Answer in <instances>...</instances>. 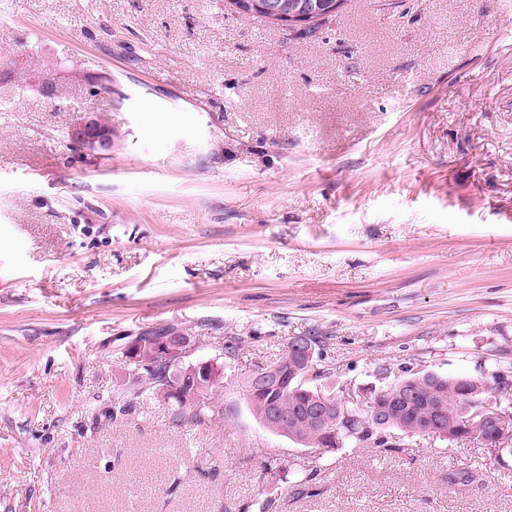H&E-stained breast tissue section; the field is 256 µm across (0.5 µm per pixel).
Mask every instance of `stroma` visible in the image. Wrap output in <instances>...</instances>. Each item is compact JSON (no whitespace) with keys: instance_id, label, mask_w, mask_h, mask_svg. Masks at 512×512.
I'll return each instance as SVG.
<instances>
[{"instance_id":"35a3bbf8","label":"stroma","mask_w":512,"mask_h":512,"mask_svg":"<svg viewBox=\"0 0 512 512\" xmlns=\"http://www.w3.org/2000/svg\"><path fill=\"white\" fill-rule=\"evenodd\" d=\"M81 112L110 155L71 143ZM168 326L223 365L217 414L104 416ZM309 335L341 400L512 381V0H345L311 35L227 0H0V512H258L271 482V512H512V456L472 441L394 431L307 476L245 383Z\"/></svg>"}]
</instances>
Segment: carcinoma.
<instances>
[{
    "instance_id": "obj_1",
    "label": "carcinoma",
    "mask_w": 512,
    "mask_h": 512,
    "mask_svg": "<svg viewBox=\"0 0 512 512\" xmlns=\"http://www.w3.org/2000/svg\"><path fill=\"white\" fill-rule=\"evenodd\" d=\"M276 364L288 374V386L260 390L253 388V379L246 382V395L250 410L263 425L271 424L278 428L279 435L292 440L303 448H328L334 450L345 444H370L378 447L387 445L386 435L396 430L409 437L432 433L438 438L454 443L457 441H477L487 453L496 457L512 454V441H507L504 433L512 431V399L504 396L506 389L497 386L487 392L471 394L478 377L468 375H445L430 371L407 373L382 392H373L370 402L382 403L387 393L401 395L413 391L416 397L402 404L392 413L385 425L371 430L370 411L353 404L349 407L352 415L351 427L361 432V436H345L346 426L337 423L315 425L311 421L314 407V394L317 385L314 378L302 381L303 375L314 370V364L307 361L305 353L296 354L285 351ZM196 390V382L187 376L178 393H168L164 399L170 403L173 419L179 424L200 426L212 419L216 410L205 406L194 410L186 406V398ZM493 398L500 401V408L506 415L498 428H491L482 433L470 429L467 417L482 407L483 401ZM277 406L286 415L283 422L270 420L271 406Z\"/></svg>"
}]
</instances>
